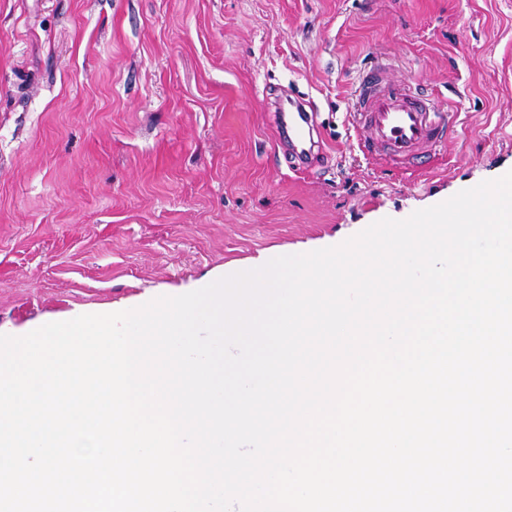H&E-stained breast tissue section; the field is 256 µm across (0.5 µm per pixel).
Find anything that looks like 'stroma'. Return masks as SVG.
<instances>
[{"instance_id": "35a3bbf8", "label": "stroma", "mask_w": 512, "mask_h": 512, "mask_svg": "<svg viewBox=\"0 0 512 512\" xmlns=\"http://www.w3.org/2000/svg\"><path fill=\"white\" fill-rule=\"evenodd\" d=\"M436 93L430 168L354 150L361 69ZM304 97L317 164L265 103ZM512 171V0H0V333L336 246Z\"/></svg>"}]
</instances>
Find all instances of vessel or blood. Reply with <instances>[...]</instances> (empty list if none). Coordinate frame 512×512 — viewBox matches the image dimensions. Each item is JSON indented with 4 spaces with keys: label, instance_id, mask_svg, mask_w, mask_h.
<instances>
[{
    "label": "vessel or blood",
    "instance_id": "b4317fda",
    "mask_svg": "<svg viewBox=\"0 0 512 512\" xmlns=\"http://www.w3.org/2000/svg\"><path fill=\"white\" fill-rule=\"evenodd\" d=\"M349 109L359 151L392 162H422L424 149L445 143L454 123L452 114L441 111L438 97L391 81L380 66L359 74ZM274 116L295 160L305 161L312 120L303 102L280 99Z\"/></svg>",
    "mask_w": 512,
    "mask_h": 512
}]
</instances>
